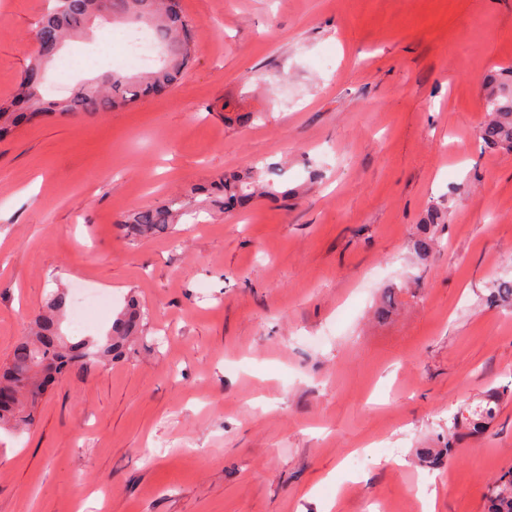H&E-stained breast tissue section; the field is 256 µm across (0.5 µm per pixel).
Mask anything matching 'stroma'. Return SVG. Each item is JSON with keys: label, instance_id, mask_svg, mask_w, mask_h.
I'll return each instance as SVG.
<instances>
[{"label": "stroma", "instance_id": "obj_1", "mask_svg": "<svg viewBox=\"0 0 512 512\" xmlns=\"http://www.w3.org/2000/svg\"><path fill=\"white\" fill-rule=\"evenodd\" d=\"M51 5L0 0L1 103ZM182 9L195 49L167 94L0 140V364L55 292L111 297L65 314L69 337L104 339L127 297L145 311L122 358L0 429V512H484L512 467L511 398L443 467L417 451L512 387V310L489 301L512 277V152L479 138L512 0ZM112 70L52 63L41 93ZM271 163L288 199L230 214L198 193ZM182 195L166 233L119 230Z\"/></svg>", "mask_w": 512, "mask_h": 512}]
</instances>
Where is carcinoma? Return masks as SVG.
Instances as JSON below:
<instances>
[{
	"label": "carcinoma",
	"mask_w": 512,
	"mask_h": 512,
	"mask_svg": "<svg viewBox=\"0 0 512 512\" xmlns=\"http://www.w3.org/2000/svg\"><path fill=\"white\" fill-rule=\"evenodd\" d=\"M103 2L107 3L109 14L114 19L125 18L132 24L142 19L149 21L163 48L161 63L135 78L114 71L102 86L94 83L79 86L67 104L57 105L62 114L98 112L119 101L130 102L143 96L159 95L177 83L192 57L191 22L181 10L174 9L172 0H56L53 12L40 21L35 31L34 63L38 65L56 57L65 39L81 32L91 20L106 22L100 15ZM18 103L24 111L0 110V138L8 136L21 121H31L44 115L40 85L28 76L21 81ZM485 109L490 119L480 133L483 143L512 152V79L498 84L490 92ZM278 175L280 169L275 166L263 169L249 167L224 175L219 184V206L226 210L256 196L277 194L274 177ZM181 210L179 200L168 199L160 205L133 211L122 224L134 236L158 235L167 232L177 222ZM493 298L499 303L512 304V280H498L493 288ZM66 302L63 292L50 299L49 312L37 321L36 338L20 342L9 363L0 369V427L29 425L31 409L44 395L54 376L73 368L84 369L112 361L145 316L139 303L132 299L117 316L104 344L72 343L60 335L56 320V313L64 309ZM498 405L499 398L488 397L467 413L454 415L445 446L421 449L420 460L424 466L438 467L453 453V439L458 431L484 430L495 419ZM484 499L487 512H512V468L488 483Z\"/></svg>",
	"instance_id": "cac0c4a2"
}]
</instances>
